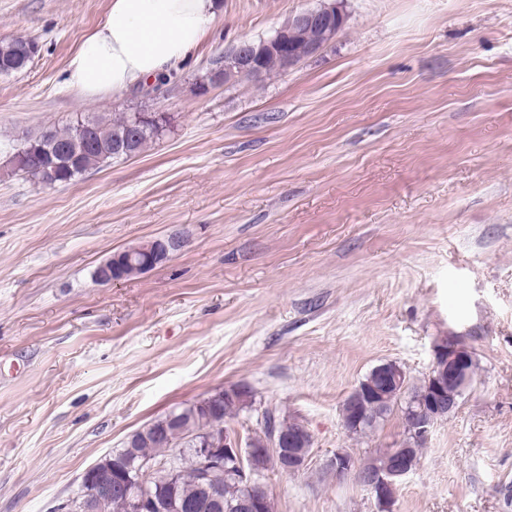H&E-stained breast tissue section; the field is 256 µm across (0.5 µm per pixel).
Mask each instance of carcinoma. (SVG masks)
Returning <instances> with one entry per match:
<instances>
[{"mask_svg": "<svg viewBox=\"0 0 512 512\" xmlns=\"http://www.w3.org/2000/svg\"><path fill=\"white\" fill-rule=\"evenodd\" d=\"M22 46L16 39L0 41V62L13 63L23 58ZM145 119L148 131L138 135L136 153H143L153 143L159 141L172 125L169 116L152 117L149 112H114L112 116L98 115L94 120L112 132L129 128L133 117ZM96 153L88 151L78 157V164L66 178L70 183L79 175L100 165ZM373 373H368L358 384L361 393L358 399L348 395L344 400L343 417L346 429L355 435H365L394 410L401 412L403 434L408 447L412 448V458L421 459L423 443L411 433L416 401L427 397L432 387L431 377L426 375L419 382L403 381L400 386L393 385L377 392L372 386ZM217 413L221 418L219 435L231 431L228 420L236 417L251 403L247 386L235 390H223L214 393ZM208 399L173 410L164 417L136 431L124 446L109 452L104 459L115 462L120 468L134 476L130 467L140 464L154 466L156 470L150 480L152 494L165 505V512H232L228 498L215 499L202 487L205 471L199 466L197 440L205 437L213 425L208 420L206 406ZM398 449L379 448L366 459V462L380 470L388 468ZM85 500L92 504L97 512H133L131 496L117 491L103 502L97 500L95 484L85 485Z\"/></svg>", "mask_w": 512, "mask_h": 512, "instance_id": "cac0c4a2", "label": "carcinoma"}]
</instances>
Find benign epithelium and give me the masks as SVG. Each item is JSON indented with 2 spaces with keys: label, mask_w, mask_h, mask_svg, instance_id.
<instances>
[{
  "label": "benign epithelium",
  "mask_w": 512,
  "mask_h": 512,
  "mask_svg": "<svg viewBox=\"0 0 512 512\" xmlns=\"http://www.w3.org/2000/svg\"><path fill=\"white\" fill-rule=\"evenodd\" d=\"M345 13L343 2L323 3L316 8L300 11L288 18V30L276 29L272 35L259 40L243 39L236 46L224 54V68L213 71L211 81L198 87V94L206 95L211 89L224 85L236 69H248L254 72L259 79L263 78L262 60L268 55H279L285 60L288 68H295L299 61L288 51V40L304 32L310 36L307 43V57L320 54L324 43L336 38V32L343 27ZM132 140L125 136L114 138L102 137L90 122H79L73 138L68 144H59L53 138L45 136L37 144H23L8 159L11 168L17 170L24 166L25 161L31 159L32 154L38 153L47 159L49 177L45 181L47 186L57 185V173L61 171L60 159L74 160L82 150H94L101 153H126L134 155L131 149ZM184 246V237L178 230L170 232L163 238L146 240L140 243L139 251L145 258L135 261L134 255L121 257L115 253L101 263L94 272V280L100 285H110L125 280L128 272L139 276L166 262L173 254ZM452 343L444 351L433 347L432 369L436 370L433 376V388L440 390L443 385L468 387L473 378L467 369V362L472 353L465 337L456 335L451 337ZM311 434L303 425L288 432V436L272 433L268 447L278 451L286 461L282 472L293 473L303 468L309 455L298 452ZM224 453L233 457L235 471L232 482L247 484L250 493L241 496L235 503L237 512H271L273 500L265 485L264 476L253 469L245 467L244 453L238 435L227 433L224 437ZM328 465L336 471V479H352L366 488L375 498L376 507L380 512L386 508L388 492L395 480L403 479L411 473V463L406 454L398 456L390 470L381 474L362 464L351 452L341 448L336 450Z\"/></svg>",
  "instance_id": "benign-epithelium-1"
}]
</instances>
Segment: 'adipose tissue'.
<instances>
[{
    "label": "adipose tissue",
    "mask_w": 512,
    "mask_h": 512,
    "mask_svg": "<svg viewBox=\"0 0 512 512\" xmlns=\"http://www.w3.org/2000/svg\"><path fill=\"white\" fill-rule=\"evenodd\" d=\"M217 7V0H112L102 26L71 59L66 84L93 99L168 74L190 58Z\"/></svg>",
    "instance_id": "obj_1"
}]
</instances>
